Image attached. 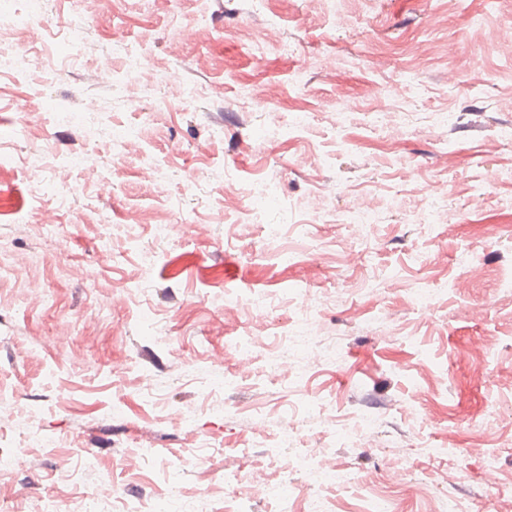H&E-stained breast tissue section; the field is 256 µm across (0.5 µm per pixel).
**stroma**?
Segmentation results:
<instances>
[{
    "instance_id": "obj_1",
    "label": "stroma",
    "mask_w": 512,
    "mask_h": 512,
    "mask_svg": "<svg viewBox=\"0 0 512 512\" xmlns=\"http://www.w3.org/2000/svg\"><path fill=\"white\" fill-rule=\"evenodd\" d=\"M80 15L78 62L0 73V445L17 455L0 502L280 512L267 483L300 506L308 479L283 463L316 451L357 477L321 490L330 512L380 490L394 512H507L512 5L38 0L0 39L59 43ZM140 50L150 79L112 77ZM35 153L60 197L34 192ZM259 180L279 191L256 212ZM421 205L440 223H410ZM260 294L258 314L243 301ZM242 338L251 355L232 354ZM364 415L368 437L335 439ZM287 423L299 447L275 468Z\"/></svg>"
}]
</instances>
